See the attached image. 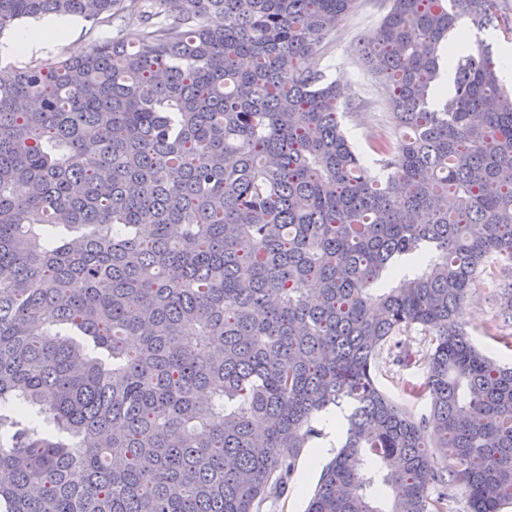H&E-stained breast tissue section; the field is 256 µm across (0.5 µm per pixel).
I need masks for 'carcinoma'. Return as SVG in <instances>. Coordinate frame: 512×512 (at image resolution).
I'll list each match as a JSON object with an SVG mask.
<instances>
[{
    "instance_id": "cac0c4a2",
    "label": "carcinoma",
    "mask_w": 512,
    "mask_h": 512,
    "mask_svg": "<svg viewBox=\"0 0 512 512\" xmlns=\"http://www.w3.org/2000/svg\"><path fill=\"white\" fill-rule=\"evenodd\" d=\"M496 2L390 0L369 164L312 64L356 0H0L118 24L0 82V512H260L333 408L307 512L512 504V367L459 320L512 274V90L457 37ZM412 328L420 419L373 379ZM442 488L430 481L428 484V512H469L466 504V494L460 487L448 489V500H439Z\"/></svg>"
}]
</instances>
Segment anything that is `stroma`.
I'll return each mask as SVG.
<instances>
[{
  "label": "stroma",
  "instance_id": "obj_1",
  "mask_svg": "<svg viewBox=\"0 0 512 512\" xmlns=\"http://www.w3.org/2000/svg\"><path fill=\"white\" fill-rule=\"evenodd\" d=\"M387 11L386 0H358L354 12L324 40L315 59L319 68L340 78L346 87L352 108L343 119V130L367 157L372 154V144L394 139L396 135L383 87L365 70L360 56L361 40L377 30ZM115 34L111 24L94 26L80 19L68 39L40 50L39 55L47 58L63 51L75 53ZM506 281L501 268L493 267L466 301L461 320L476 346L490 357L512 364V324L503 322L499 316ZM404 349L416 356L415 362L407 366L396 360L398 352ZM432 350L430 333L408 330L392 338L373 372L374 382L384 394L418 416L428 413L429 401L414 396L412 389L423 383L424 361ZM311 454V449L303 450L294 477L278 496L264 503L261 512H306L320 475L319 469L308 465Z\"/></svg>",
  "mask_w": 512,
  "mask_h": 512
}]
</instances>
